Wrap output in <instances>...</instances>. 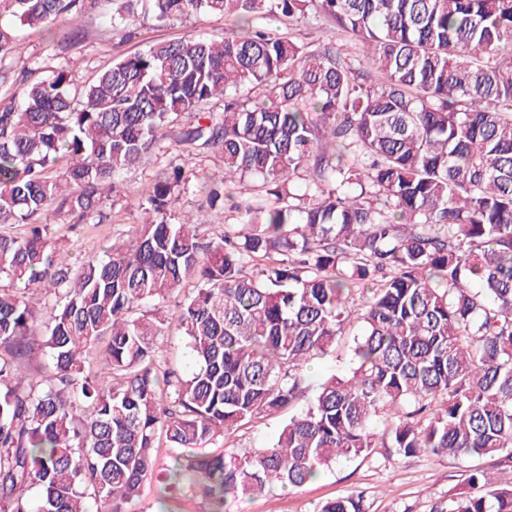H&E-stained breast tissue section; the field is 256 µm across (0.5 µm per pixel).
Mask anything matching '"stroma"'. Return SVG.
I'll return each mask as SVG.
<instances>
[{
	"label": "stroma",
	"mask_w": 512,
	"mask_h": 512,
	"mask_svg": "<svg viewBox=\"0 0 512 512\" xmlns=\"http://www.w3.org/2000/svg\"><path fill=\"white\" fill-rule=\"evenodd\" d=\"M112 0H92L85 11L60 17L50 29L23 32L26 51L9 59L16 75L33 80L47 70L69 65L76 86H83L100 68L114 59L133 56L145 43L174 40L187 33L221 37L227 26L220 16H192L170 24H158L135 17L122 29H114ZM78 32L79 42L65 41L69 32ZM161 166L154 160L129 171L122 177L120 198L104 203L102 216L84 223H74L61 215L52 225L51 234L64 245L73 261L100 252L118 232L139 224L138 204L152 186ZM352 335L341 336L334 351L311 361L305 371L306 393L314 395L318 385L350 367ZM283 414L255 419L252 423L226 431L215 444V452L244 451L264 447L278 431ZM493 473L502 486L512 485V462L504 459H461L421 452L411 457L375 449L368 457L341 460L331 470L299 489H277L270 493L244 497L232 503L230 512H316L324 502L364 490L369 512H429L434 503L443 502L467 491L472 469ZM216 505L193 494L176 499L162 495L157 480L147 481L140 499L131 512H216Z\"/></svg>",
	"instance_id": "obj_1"
}]
</instances>
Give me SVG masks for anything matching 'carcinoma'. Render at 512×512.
<instances>
[{
	"label": "carcinoma",
	"mask_w": 512,
	"mask_h": 512,
	"mask_svg": "<svg viewBox=\"0 0 512 512\" xmlns=\"http://www.w3.org/2000/svg\"><path fill=\"white\" fill-rule=\"evenodd\" d=\"M84 2L0 0L14 21L0 25V63L21 53L16 28ZM117 2L114 28L141 0ZM310 11L331 22L316 43L266 25ZM148 12L232 26L149 44L79 89L65 66L19 85L0 70L12 90L0 224L28 227L0 235V512H126L163 443L164 489L223 505L378 447L512 458V0H149ZM186 150L224 176L187 172ZM168 153L144 221L72 266L48 225L63 210L94 217L123 172ZM189 194L223 201L220 236L180 215ZM37 290L51 302L43 374L29 369ZM174 321L186 373L158 345ZM352 323L349 371L271 445L207 449L288 410L303 368ZM105 338L92 376L84 358ZM468 482L431 512H512V486L482 470ZM320 512L368 507L354 489Z\"/></svg>",
	"instance_id": "1"
}]
</instances>
